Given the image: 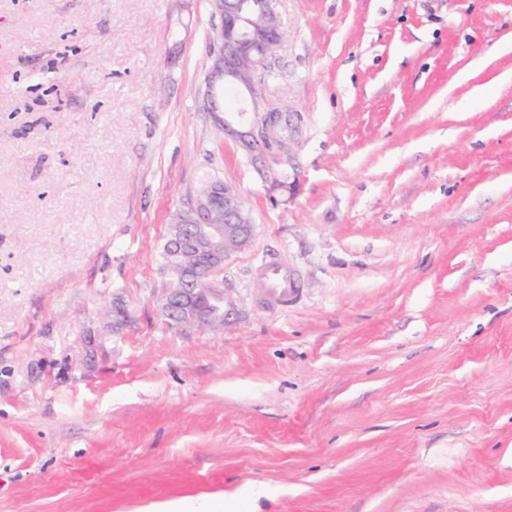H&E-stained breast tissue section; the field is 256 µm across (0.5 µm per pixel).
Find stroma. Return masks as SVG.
I'll use <instances>...</instances> for the list:
<instances>
[{"label": "stroma", "mask_w": 512, "mask_h": 512, "mask_svg": "<svg viewBox=\"0 0 512 512\" xmlns=\"http://www.w3.org/2000/svg\"><path fill=\"white\" fill-rule=\"evenodd\" d=\"M276 8L275 187L207 110L212 0H0V512H512V0ZM207 176L255 232L187 333ZM219 200L191 202L182 210L172 233L171 247L163 246L164 264L171 278L162 309L165 316L185 331L217 329L224 326V294L213 280L214 268L232 253L247 247L254 224L240 206L238 190L219 179H207L198 193L206 198L213 190L223 189ZM223 209L224 224L212 221L213 210ZM191 256V262L183 261ZM220 257V263L206 258ZM262 285L266 289V303L272 307L288 309L295 304L299 289L297 278L282 268L273 256L264 259L260 266Z\"/></svg>", "instance_id": "1"}]
</instances>
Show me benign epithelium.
<instances>
[{"mask_svg": "<svg viewBox=\"0 0 512 512\" xmlns=\"http://www.w3.org/2000/svg\"><path fill=\"white\" fill-rule=\"evenodd\" d=\"M220 2L221 48L214 57L207 79L209 110L222 112L217 88L237 82L247 92L252 111L259 114L257 128L239 131L223 122L224 134L240 140L256 160L265 159L284 124L280 110L264 108L256 97V84L274 58L271 47L282 42L283 28L274 0H218ZM222 208L224 223L212 221L213 210ZM254 225L240 206L238 190L224 185L220 198L193 201L182 210L172 233L166 289L162 309L165 316L185 331L224 326V294L213 280L216 264L205 259L228 258L247 247Z\"/></svg>", "mask_w": 512, "mask_h": 512, "instance_id": "7a95c632", "label": "benign epithelium"}]
</instances>
